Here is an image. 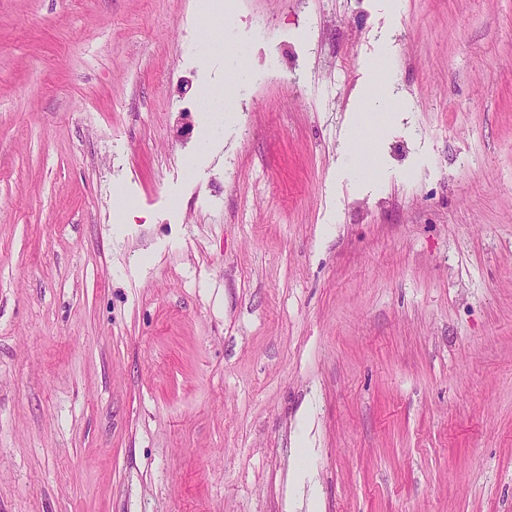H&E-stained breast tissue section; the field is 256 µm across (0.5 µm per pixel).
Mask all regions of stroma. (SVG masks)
Wrapping results in <instances>:
<instances>
[{
    "mask_svg": "<svg viewBox=\"0 0 512 512\" xmlns=\"http://www.w3.org/2000/svg\"><path fill=\"white\" fill-rule=\"evenodd\" d=\"M0 512H512V0H0Z\"/></svg>",
    "mask_w": 512,
    "mask_h": 512,
    "instance_id": "1",
    "label": "stroma"
}]
</instances>
